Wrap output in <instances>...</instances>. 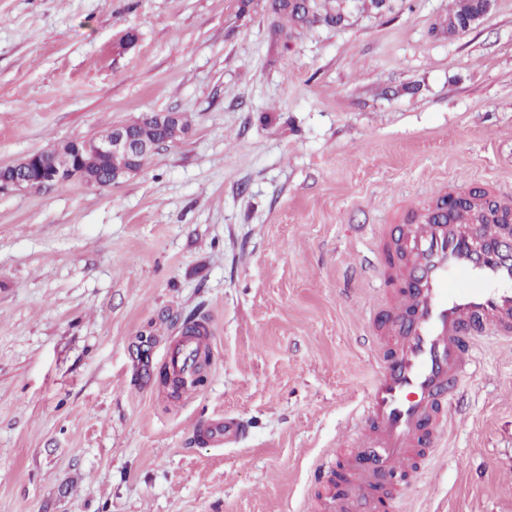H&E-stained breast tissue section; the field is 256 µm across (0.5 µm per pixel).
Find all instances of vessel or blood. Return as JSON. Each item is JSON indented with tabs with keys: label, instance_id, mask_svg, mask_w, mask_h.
<instances>
[{
	"label": "vessel or blood",
	"instance_id": "b4317fda",
	"mask_svg": "<svg viewBox=\"0 0 512 512\" xmlns=\"http://www.w3.org/2000/svg\"><path fill=\"white\" fill-rule=\"evenodd\" d=\"M447 195L438 189L434 205L375 234L386 309L368 345L381 366L348 425L354 448L374 463L349 468L340 484L331 463L321 464L323 512H358L364 497L376 512H398L387 478L421 479L448 430L450 402L476 369L479 341L512 340V197L496 192L461 203ZM211 350L210 325H186L166 351V388L198 390ZM194 433L221 448L237 443L245 427L227 417L200 422Z\"/></svg>",
	"mask_w": 512,
	"mask_h": 512
}]
</instances>
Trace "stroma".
Segmentation results:
<instances>
[{
  "label": "stroma",
  "mask_w": 512,
  "mask_h": 512,
  "mask_svg": "<svg viewBox=\"0 0 512 512\" xmlns=\"http://www.w3.org/2000/svg\"><path fill=\"white\" fill-rule=\"evenodd\" d=\"M0 0V163L153 112L112 186L0 193V512H313L377 364L369 233L442 182L512 190V0ZM203 320L200 392L162 384ZM400 512H512V343L482 341ZM230 415L240 445L198 442ZM274 1L275 2L271 4L272 13L280 18H285L289 23L296 26H303L316 20H323L328 23L330 21H336V16L339 18L336 24H341L345 19L344 14H336V10L332 6L324 8V12L321 13L317 0H310L309 10L297 4H288V1ZM480 1V9L477 12H474L476 9V1L475 0H452V6L448 10V15H454L456 17H464L469 15L466 18L461 20H452L448 21V24H453L457 26L462 32L470 30L480 21H482L487 14L489 13L493 0H478Z\"/></svg>",
  "instance_id": "stroma-1"
}]
</instances>
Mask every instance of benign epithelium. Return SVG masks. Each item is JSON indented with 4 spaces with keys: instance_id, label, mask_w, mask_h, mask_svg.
Wrapping results in <instances>:
<instances>
[{
    "instance_id": "1",
    "label": "benign epithelium",
    "mask_w": 512,
    "mask_h": 512,
    "mask_svg": "<svg viewBox=\"0 0 512 512\" xmlns=\"http://www.w3.org/2000/svg\"><path fill=\"white\" fill-rule=\"evenodd\" d=\"M493 0H480V9L461 20L451 24L462 31L473 28L489 13ZM141 123L137 119L112 126L101 134L60 147L31 153L6 168L14 171L11 179H0L1 191L21 192L29 189L48 188L62 182L82 179L85 165L99 158L112 159L121 155L126 159V166L112 170L103 181L97 183L101 188L109 187L120 179L138 172L134 166L135 159L146 152H153L165 144L163 140L147 141L136 134L135 128Z\"/></svg>"
}]
</instances>
